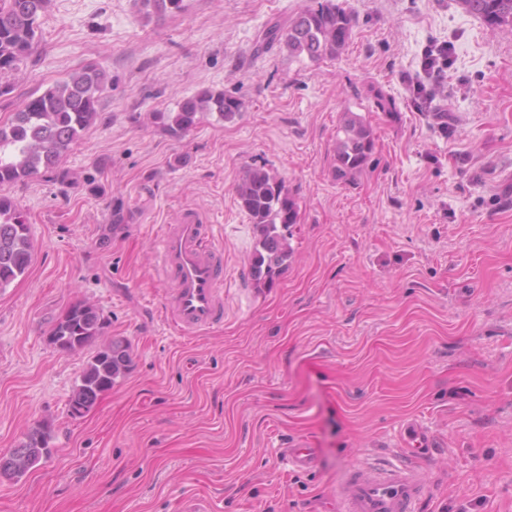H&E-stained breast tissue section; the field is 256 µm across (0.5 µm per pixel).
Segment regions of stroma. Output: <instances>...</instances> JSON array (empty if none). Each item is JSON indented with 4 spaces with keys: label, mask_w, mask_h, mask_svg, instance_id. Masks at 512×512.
Instances as JSON below:
<instances>
[{
    "label": "stroma",
    "mask_w": 512,
    "mask_h": 512,
    "mask_svg": "<svg viewBox=\"0 0 512 512\" xmlns=\"http://www.w3.org/2000/svg\"><path fill=\"white\" fill-rule=\"evenodd\" d=\"M341 2L349 43L312 62L256 50L312 0H184L161 20L134 0H51L0 124L87 62L112 84L64 159L67 184L0 187L33 244L26 275L0 291V452L40 423L53 435L47 460L0 484V512H180L196 499L338 512L346 470L398 463L412 426L432 449L422 512H512V26L457 0ZM435 42L452 53L421 102L412 84ZM206 89L242 111L203 113L181 138L153 123ZM350 112L376 145L341 183L333 147ZM253 165L299 205L292 259L269 287L252 279L235 193ZM116 198L129 223H111ZM186 213L212 225L226 269L223 324L191 337L164 321L151 236ZM78 301L130 343L132 366L73 417L88 355L48 334ZM302 439L317 452L309 471L282 455Z\"/></svg>",
    "instance_id": "1"
}]
</instances>
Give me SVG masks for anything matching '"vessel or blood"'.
<instances>
[{
    "label": "vessel or blood",
    "mask_w": 512,
    "mask_h": 512,
    "mask_svg": "<svg viewBox=\"0 0 512 512\" xmlns=\"http://www.w3.org/2000/svg\"><path fill=\"white\" fill-rule=\"evenodd\" d=\"M156 247L167 323L185 336L222 323L224 256L210 241L209 225L191 215L163 225ZM427 494L425 472L404 464L353 465L336 490L339 512H420Z\"/></svg>",
    "instance_id": "b4317fda"
}]
</instances>
